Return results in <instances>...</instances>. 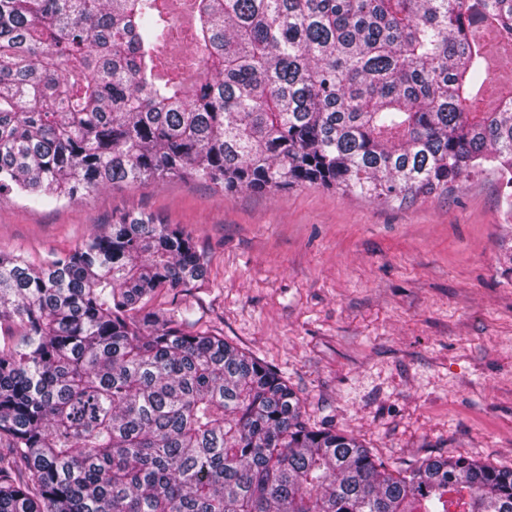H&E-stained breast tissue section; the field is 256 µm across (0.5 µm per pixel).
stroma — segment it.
I'll return each mask as SVG.
<instances>
[{
  "instance_id": "stroma-1",
  "label": "stroma",
  "mask_w": 512,
  "mask_h": 512,
  "mask_svg": "<svg viewBox=\"0 0 512 512\" xmlns=\"http://www.w3.org/2000/svg\"><path fill=\"white\" fill-rule=\"evenodd\" d=\"M180 228L208 262L159 294L287 377L312 425L387 467L465 455L512 468V203L497 174L383 202L319 184L229 192L191 178L36 206L0 194V251L65 252L121 215Z\"/></svg>"
}]
</instances>
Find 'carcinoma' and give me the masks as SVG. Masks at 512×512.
<instances>
[{"label": "carcinoma", "instance_id": "cac0c4a2", "mask_svg": "<svg viewBox=\"0 0 512 512\" xmlns=\"http://www.w3.org/2000/svg\"><path fill=\"white\" fill-rule=\"evenodd\" d=\"M159 2L0 0V193L189 177L413 201L487 168L512 188V92L482 43L512 48V0H188V28ZM205 274L141 214L0 253V512H512V469L394 475L272 368L183 331L192 307L149 308Z\"/></svg>", "mask_w": 512, "mask_h": 512}]
</instances>
